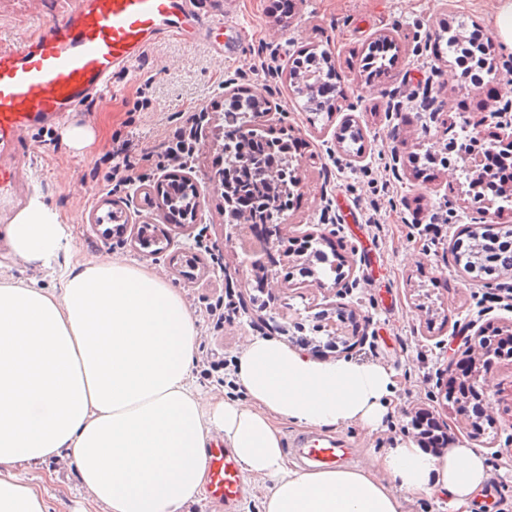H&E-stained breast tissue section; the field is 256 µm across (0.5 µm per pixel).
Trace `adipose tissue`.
I'll return each instance as SVG.
<instances>
[{
    "mask_svg": "<svg viewBox=\"0 0 512 512\" xmlns=\"http://www.w3.org/2000/svg\"><path fill=\"white\" fill-rule=\"evenodd\" d=\"M5 244L57 269L61 287L0 283V512H49L44 476L18 471L62 455L85 491L82 512H191L216 433L260 477L265 512H403L419 492L469 512L488 480L477 449L437 456L408 441L380 460L381 480L291 467L281 424L377 427L391 371L257 337L236 372L247 403L205 397L193 372L197 325L167 282L124 260L58 268L70 233L37 194L6 224Z\"/></svg>",
    "mask_w": 512,
    "mask_h": 512,
    "instance_id": "obj_1",
    "label": "adipose tissue"
}]
</instances>
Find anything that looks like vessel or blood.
I'll return each mask as SVG.
<instances>
[{"label": "vessel or blood", "mask_w": 512, "mask_h": 512, "mask_svg": "<svg viewBox=\"0 0 512 512\" xmlns=\"http://www.w3.org/2000/svg\"><path fill=\"white\" fill-rule=\"evenodd\" d=\"M223 18L193 0H74L25 44L0 50V158L15 134L40 119L104 103L114 78L159 40L187 39L223 27ZM297 460L312 470L347 461L342 439L310 433L294 443ZM245 475L231 449L214 438L207 450L205 495L234 506Z\"/></svg>", "instance_id": "obj_1"}]
</instances>
